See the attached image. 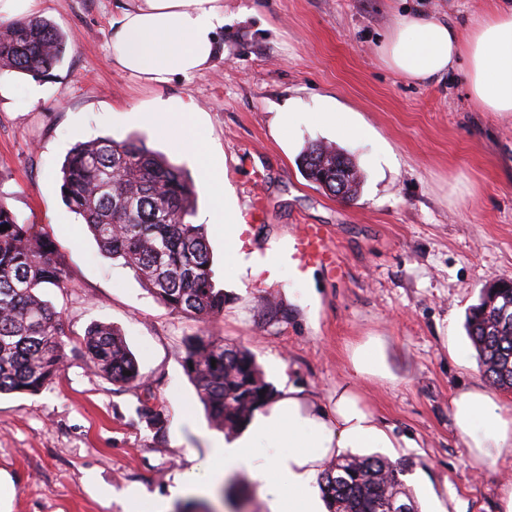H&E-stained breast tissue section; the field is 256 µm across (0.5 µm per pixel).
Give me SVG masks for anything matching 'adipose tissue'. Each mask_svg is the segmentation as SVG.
Wrapping results in <instances>:
<instances>
[{"label": "adipose tissue", "mask_w": 512, "mask_h": 512, "mask_svg": "<svg viewBox=\"0 0 512 512\" xmlns=\"http://www.w3.org/2000/svg\"><path fill=\"white\" fill-rule=\"evenodd\" d=\"M118 8L108 57L113 69L143 85L160 87L175 75L193 79L224 55V0H120ZM378 52L388 70L416 84L465 65L472 102L485 112H512V4L504 0H487L465 39L448 18L406 12ZM127 119L175 140L193 159L210 198V220L224 232L225 266L234 276L245 275L256 263L242 250L246 224L226 189L225 166L209 153L194 104L160 99L150 109L128 111ZM451 414L475 459L491 448L512 447V414L486 391L459 392ZM391 445L356 386H338L328 411L291 383L281 385L243 431L214 442L210 459L220 475L246 470L269 512H323L315 483L324 459L349 448Z\"/></svg>", "instance_id": "obj_1"}]
</instances>
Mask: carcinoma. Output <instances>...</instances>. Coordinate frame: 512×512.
Returning <instances> with one entry per match:
<instances>
[{"mask_svg":"<svg viewBox=\"0 0 512 512\" xmlns=\"http://www.w3.org/2000/svg\"><path fill=\"white\" fill-rule=\"evenodd\" d=\"M67 37L48 20L34 18L0 25V68L45 74L63 57ZM306 176L336 193V168L345 198L357 194L361 176L355 164L331 146L310 144L302 154ZM65 204L81 216L101 251L120 259L156 299L169 308L208 320L224 311L227 293L216 286L205 230L189 221L195 190L183 170L146 147L140 139L111 137L74 146L61 168ZM0 394H35L65 363V335L59 312L38 293L61 287L66 270L53 242L18 222L0 200ZM512 279L482 289L469 309L468 337L479 368L490 384L512 389ZM84 354L113 383L142 380L138 362L121 331L90 326ZM183 368L195 383L210 424L233 433L276 390L248 348L197 335L186 344ZM264 394H259V391ZM152 429L168 422L162 409L147 403L136 409ZM404 465L372 455H342L321 475L329 512H419L405 491Z\"/></svg>","mask_w":512,"mask_h":512,"instance_id":"cac0c4a2","label":"carcinoma"}]
</instances>
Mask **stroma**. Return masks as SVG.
<instances>
[{
  "instance_id": "35a3bbf8",
  "label": "stroma",
  "mask_w": 512,
  "mask_h": 512,
  "mask_svg": "<svg viewBox=\"0 0 512 512\" xmlns=\"http://www.w3.org/2000/svg\"><path fill=\"white\" fill-rule=\"evenodd\" d=\"M114 0H39L40 17L67 36L46 77L0 73V200L20 223L50 236L67 269L46 296L61 312L64 369L36 394L0 396V475L12 487L5 512H153L178 474L206 481L210 426L182 360L187 340L206 333L249 348L273 386L290 379L331 406L353 381L391 438L407 446L381 454L405 465L403 481L420 512H500L512 487V447L474 461L451 401L492 390L512 409V392L491 388L464 327L482 288L512 278V113L480 111L463 68L412 85L387 70L377 45L404 10L448 14L460 36L481 0H224V57L208 73L150 87L113 70L107 54ZM41 88L32 101L30 86ZM335 96L362 127L352 138L305 120L286 147L272 131L288 100L310 107ZM193 101L216 161L247 225L246 253L279 254L273 269L240 280L224 269V234L208 223L209 197L176 142L130 125L126 111L157 97ZM142 139L196 187L193 223L205 225L216 281L229 298L202 321L156 300L121 261L102 254L61 196L70 149L98 137ZM342 149L362 182L348 201L309 182L299 157L311 142ZM383 150L388 166L370 158ZM322 224L344 267L342 279L288 270L294 234ZM299 283L302 292L289 297ZM121 330L144 375L119 386L83 353L87 328ZM374 344L380 371L356 378L354 356ZM148 402L169 423L155 433L138 418ZM144 489L125 509L121 493Z\"/></svg>"
}]
</instances>
